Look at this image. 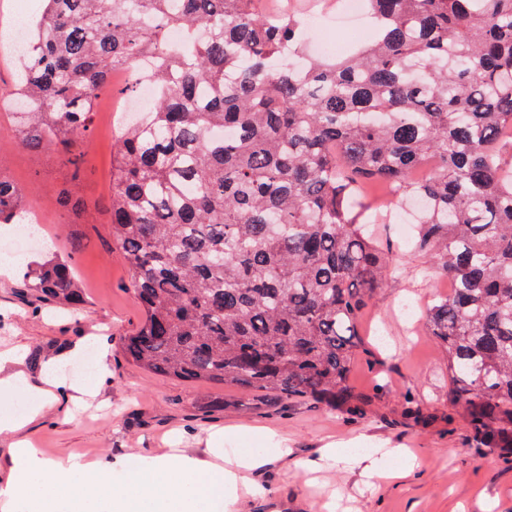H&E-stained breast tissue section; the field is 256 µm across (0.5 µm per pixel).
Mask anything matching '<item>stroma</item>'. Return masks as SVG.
<instances>
[{"label": "stroma", "mask_w": 512, "mask_h": 512, "mask_svg": "<svg viewBox=\"0 0 512 512\" xmlns=\"http://www.w3.org/2000/svg\"><path fill=\"white\" fill-rule=\"evenodd\" d=\"M137 79L125 72L108 90L115 113L96 107L90 137L79 147L83 175L72 182L64 156L51 148L28 152L15 148L11 103L0 104V157L24 190L30 207L49 210L42 225L46 244L31 248L27 260L43 262L49 254L67 261L86 290V300L70 313L29 289L22 267L0 276V351L20 347L37 373L40 355L76 341L82 352L67 360V382H95L100 365L109 379L99 395L77 408L72 422L60 419L59 405L47 403L28 429L46 458L73 452L87 458L133 453L154 457L168 448H200L210 428L232 427L225 448L264 453L291 449L287 465H273L258 477L261 495L243 500L237 512H512V463L496 451L471 447L461 419L452 418L448 400V364L422 320L408 321L403 305L426 308L448 292V280L429 272L413 248V233L385 224L381 236L393 258L392 273L377 292L364 320L368 341L383 361L376 368L358 361L352 386L375 396L362 416L329 411L313 402L281 401L273 405L242 403L230 385L193 384L160 378L123 353L125 336L143 318L131 291V276L112 242L105 204L112 193L114 124L129 105L128 89ZM73 186L93 206L89 223H73L58 210L53 193ZM417 404L422 418L407 413ZM349 453L370 454L378 448H405L414 469L388 483L371 479L362 467L327 462L319 472L304 461L320 457L327 445Z\"/></svg>", "instance_id": "35a3bbf8"}]
</instances>
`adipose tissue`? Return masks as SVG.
Segmentation results:
<instances>
[{"label": "adipose tissue", "instance_id": "adipose-tissue-1", "mask_svg": "<svg viewBox=\"0 0 512 512\" xmlns=\"http://www.w3.org/2000/svg\"><path fill=\"white\" fill-rule=\"evenodd\" d=\"M62 362L58 355L45 358L34 382L21 355L0 354V402L7 406L0 412V434L15 437L0 479V512H232L241 489H254L261 469L288 459L285 448L267 456L228 453L221 428L209 433L199 452L173 448L151 458L124 454L94 462L72 454L46 459L20 432L35 422L46 400L62 394L77 404L93 395L58 377ZM17 403L22 412H14Z\"/></svg>", "mask_w": 512, "mask_h": 512}]
</instances>
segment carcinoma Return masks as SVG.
<instances>
[{
	"instance_id": "obj_1",
	"label": "carcinoma",
	"mask_w": 512,
	"mask_h": 512,
	"mask_svg": "<svg viewBox=\"0 0 512 512\" xmlns=\"http://www.w3.org/2000/svg\"><path fill=\"white\" fill-rule=\"evenodd\" d=\"M368 38L305 57L308 22L259 0H40L8 88L16 146L68 157L112 73L151 60L157 92L112 156L110 233L144 310L126 356L159 377L312 399L362 415L358 322L390 269L350 199L422 203L414 251L454 282L425 312L471 443L512 458V0H367ZM57 207L80 216L73 189ZM29 223L0 169V228ZM31 287L73 308L59 258Z\"/></svg>"
}]
</instances>
